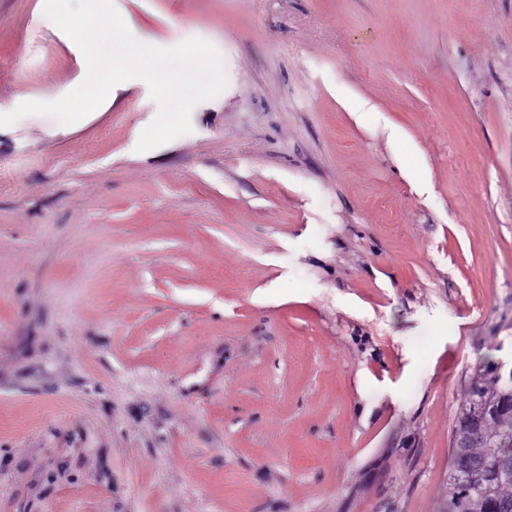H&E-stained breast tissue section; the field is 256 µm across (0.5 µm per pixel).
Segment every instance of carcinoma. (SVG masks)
I'll return each mask as SVG.
<instances>
[{"label":"carcinoma","mask_w":512,"mask_h":512,"mask_svg":"<svg viewBox=\"0 0 512 512\" xmlns=\"http://www.w3.org/2000/svg\"><path fill=\"white\" fill-rule=\"evenodd\" d=\"M512 399V382L497 375L488 365L478 372L468 398L456 413L454 430L464 432L473 427L486 434L487 448H454L448 476V512H492L494 508L512 506V472L497 467L503 458L512 459V446L506 448L500 434L512 433V407L497 410ZM486 467L477 470L475 465Z\"/></svg>","instance_id":"cac0c4a2"}]
</instances>
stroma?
Masks as SVG:
<instances>
[{
	"mask_svg": "<svg viewBox=\"0 0 512 512\" xmlns=\"http://www.w3.org/2000/svg\"><path fill=\"white\" fill-rule=\"evenodd\" d=\"M219 52L0 127V512H438L512 361V0H113ZM0 0V114L86 78Z\"/></svg>",
	"mask_w": 512,
	"mask_h": 512,
	"instance_id": "stroma-1",
	"label": "stroma"
}]
</instances>
